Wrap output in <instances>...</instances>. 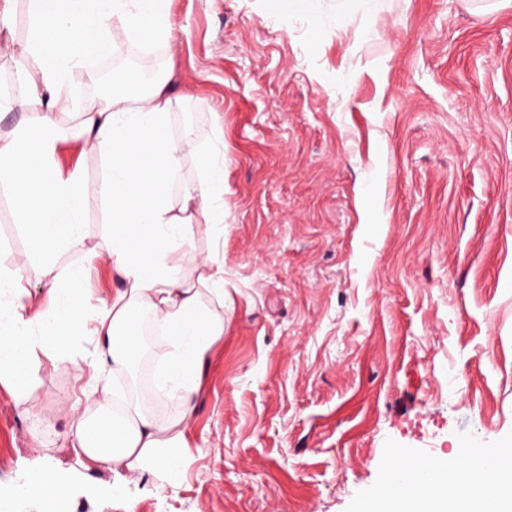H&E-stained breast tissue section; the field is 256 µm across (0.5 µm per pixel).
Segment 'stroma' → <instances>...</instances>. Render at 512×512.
<instances>
[{
    "mask_svg": "<svg viewBox=\"0 0 512 512\" xmlns=\"http://www.w3.org/2000/svg\"><path fill=\"white\" fill-rule=\"evenodd\" d=\"M173 0L172 36L119 23L112 51L69 74L170 78L180 154L170 196L198 182V152L224 157V225L181 249L195 271L224 264V336L202 369L184 480L168 485L66 453L77 387L67 360L39 357L31 402L0 387V504L31 468L70 490L60 512H361L396 452L424 459L512 448V0ZM14 0L0 27V77L34 68ZM89 207L78 247L52 273L95 262L91 305L120 282L108 260L104 155L60 145ZM30 257L0 188V268ZM119 386L149 395L156 340Z\"/></svg>",
    "mask_w": 512,
    "mask_h": 512,
    "instance_id": "1",
    "label": "stroma"
}]
</instances>
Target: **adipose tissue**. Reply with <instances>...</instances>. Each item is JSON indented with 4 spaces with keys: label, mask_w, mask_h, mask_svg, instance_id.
I'll use <instances>...</instances> for the list:
<instances>
[{
    "label": "adipose tissue",
    "mask_w": 512,
    "mask_h": 512,
    "mask_svg": "<svg viewBox=\"0 0 512 512\" xmlns=\"http://www.w3.org/2000/svg\"><path fill=\"white\" fill-rule=\"evenodd\" d=\"M30 19L27 52L38 67L19 78L13 102L40 101L44 109L0 141V180L17 199V221L30 234L32 262L0 271V313L8 318L0 338V386L17 403L28 404L34 386L36 353L67 358L84 377V394L98 396L112 412L90 428L84 415H74L69 454L78 466H107L113 473L133 471L161 476L178 484L193 446L186 422L193 412L199 370L212 347L224 336V317L204 301V293L223 295L224 266L218 261L190 276L179 261L193 224H224V163L208 154L202 159L201 184L186 186L180 204H172L169 186L179 163L180 148L165 128L173 100L168 82H155L128 102L111 95L74 103L65 83L69 71L110 54L107 25L119 21L136 32L163 40L169 35L171 0H26ZM78 110L76 139L101 149L107 159L106 195L112 225L110 260L121 286L110 303L87 310L74 289L87 275L79 265L56 276L46 304L37 305L26 289L39 272L38 261L62 247H77L86 202L79 172L62 176L54 156L66 135L56 122L60 112ZM142 310L161 339L158 393L176 400L177 417L159 420L139 396H125L111 377L129 371L144 349L142 333H129L131 313ZM87 339L92 351L72 354L70 343ZM459 469L438 479L451 512H465L467 489L485 481L493 492L505 484L502 475L487 474L482 460L459 450ZM25 493L36 512H57L66 487L49 472L33 471Z\"/></svg>",
    "instance_id": "ef3b65f1"
}]
</instances>
